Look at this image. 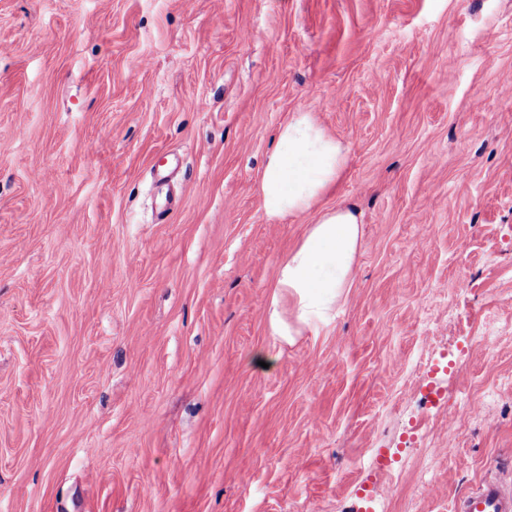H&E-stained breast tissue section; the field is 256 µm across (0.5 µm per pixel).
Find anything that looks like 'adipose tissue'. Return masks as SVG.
Here are the masks:
<instances>
[{"label":"adipose tissue","mask_w":512,"mask_h":512,"mask_svg":"<svg viewBox=\"0 0 512 512\" xmlns=\"http://www.w3.org/2000/svg\"><path fill=\"white\" fill-rule=\"evenodd\" d=\"M348 160L347 146L309 112L284 122L263 167L259 190L268 215L316 212L297 245L278 267L267 315L272 335L287 340L329 326L352 288L362 235L355 211L320 208Z\"/></svg>","instance_id":"ef3b65f1"}]
</instances>
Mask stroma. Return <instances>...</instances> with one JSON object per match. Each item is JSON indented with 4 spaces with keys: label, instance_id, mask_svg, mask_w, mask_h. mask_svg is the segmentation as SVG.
I'll list each match as a JSON object with an SVG mask.
<instances>
[{
    "label": "stroma",
    "instance_id": "stroma-1",
    "mask_svg": "<svg viewBox=\"0 0 512 512\" xmlns=\"http://www.w3.org/2000/svg\"><path fill=\"white\" fill-rule=\"evenodd\" d=\"M294 112L348 146L322 204L362 239L289 343L267 302L315 216L259 179ZM492 478L512 0H0V512H453Z\"/></svg>",
    "mask_w": 512,
    "mask_h": 512
}]
</instances>
